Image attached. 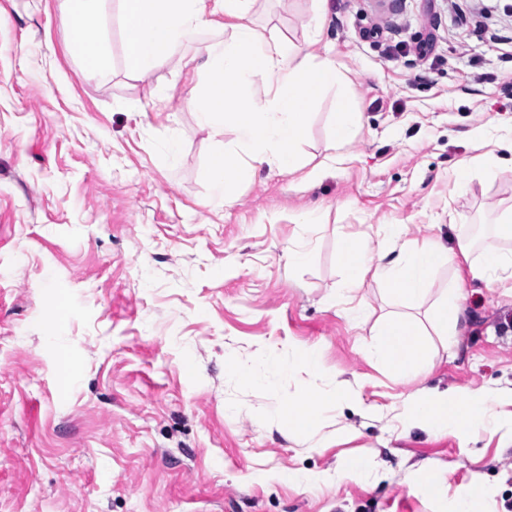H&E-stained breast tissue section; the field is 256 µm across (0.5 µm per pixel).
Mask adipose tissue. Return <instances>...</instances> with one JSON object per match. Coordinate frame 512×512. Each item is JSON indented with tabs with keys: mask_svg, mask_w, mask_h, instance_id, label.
Wrapping results in <instances>:
<instances>
[{
	"mask_svg": "<svg viewBox=\"0 0 512 512\" xmlns=\"http://www.w3.org/2000/svg\"><path fill=\"white\" fill-rule=\"evenodd\" d=\"M253 2L118 0L126 64L138 78H148L181 43L210 25L212 15L224 14L230 34L200 51L198 69L205 80L188 103L215 134L233 128L237 147L246 151L252 163L299 172L306 166L297 151L305 135L306 110L339 75L334 60H314L301 46L255 27L250 20ZM101 4L102 0H64L65 17L79 35L77 48L90 76L104 69L110 54L107 33L100 24ZM260 75L267 78L264 96L241 100L243 89ZM243 173L234 149L222 146L214 151L209 164L211 202L232 204V189ZM469 250L464 239L448 249L426 241L403 248L372 267L366 259L365 241L344 238L338 260L345 273L340 294L347 315L357 321L367 316L362 304L355 301V292L367 273H374L394 298H419L429 292L439 266L455 264ZM458 313L459 301L454 298L436 304L425 327L409 315H391L377 324L370 353L399 376H417L427 359L426 332L434 331L443 342H450ZM397 419L403 424L424 425L438 435L452 426L465 432L501 426L490 408L488 392L482 389L466 390L459 398L433 389L416 390L403 397Z\"/></svg>",
	"mask_w": 512,
	"mask_h": 512,
	"instance_id": "adipose-tissue-1",
	"label": "adipose tissue"
}]
</instances>
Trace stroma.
I'll use <instances>...</instances> for the list:
<instances>
[{
	"label": "stroma",
	"mask_w": 512,
	"mask_h": 512,
	"mask_svg": "<svg viewBox=\"0 0 512 512\" xmlns=\"http://www.w3.org/2000/svg\"><path fill=\"white\" fill-rule=\"evenodd\" d=\"M62 2L0 0V512H449L462 499L512 512V429L463 439L394 419L425 386L486 389L512 416V293L469 271L512 248L492 231L512 206V157L490 176L473 164L484 142L512 136V0H328L313 51L346 82L309 106L299 151L316 168L330 154L340 94L360 134L307 180L256 167L224 207L207 202L218 139L187 104L223 24L142 80L125 66L118 2L104 0L111 61L88 79ZM312 17L313 0L252 10L257 28L297 44ZM308 212L316 223H301ZM386 224L411 243L467 237L471 256L409 303L365 276L369 318L356 326L338 297L341 241L366 239L378 262ZM290 243L305 264L289 262ZM459 278L454 347L428 335L431 364L413 379L370 356L381 319L426 321ZM308 347L320 372L298 364ZM269 354L288 372L270 371ZM338 387L360 408L302 432L274 414ZM353 455L371 473L337 479ZM426 467L444 498L428 494Z\"/></svg>",
	"instance_id": "35a3bbf8"
}]
</instances>
